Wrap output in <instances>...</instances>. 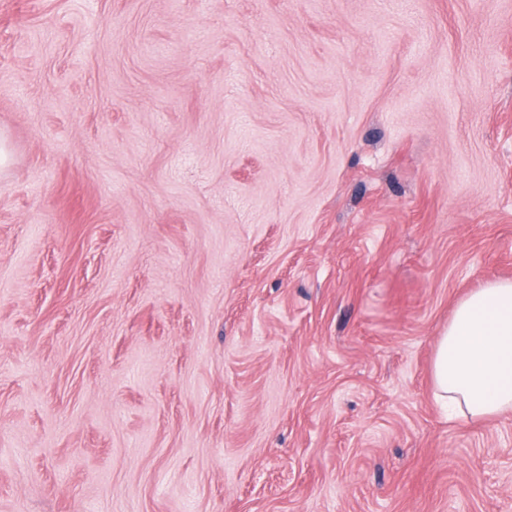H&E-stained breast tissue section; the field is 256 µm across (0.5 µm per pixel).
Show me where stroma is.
Masks as SVG:
<instances>
[{
  "label": "stroma",
  "mask_w": 512,
  "mask_h": 512,
  "mask_svg": "<svg viewBox=\"0 0 512 512\" xmlns=\"http://www.w3.org/2000/svg\"><path fill=\"white\" fill-rule=\"evenodd\" d=\"M0 137V512H512V0H0ZM435 397L479 424L512 410V281L476 288L457 304L431 364Z\"/></svg>",
  "instance_id": "1"
}]
</instances>
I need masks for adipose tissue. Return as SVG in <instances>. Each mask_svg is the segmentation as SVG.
Returning a JSON list of instances; mask_svg holds the SVG:
<instances>
[{
	"label": "adipose tissue",
	"mask_w": 512,
	"mask_h": 512,
	"mask_svg": "<svg viewBox=\"0 0 512 512\" xmlns=\"http://www.w3.org/2000/svg\"><path fill=\"white\" fill-rule=\"evenodd\" d=\"M434 394L452 416L479 424L512 410V281L457 304L431 364Z\"/></svg>",
	"instance_id": "obj_1"
}]
</instances>
